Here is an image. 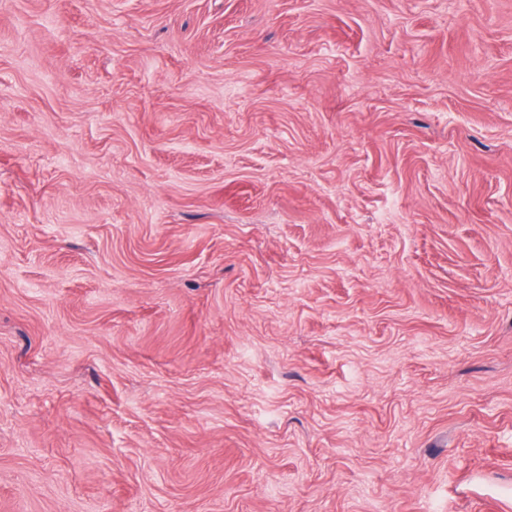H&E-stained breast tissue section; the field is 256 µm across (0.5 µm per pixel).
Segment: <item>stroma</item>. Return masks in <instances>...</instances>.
Masks as SVG:
<instances>
[{
	"label": "stroma",
	"instance_id": "1",
	"mask_svg": "<svg viewBox=\"0 0 512 512\" xmlns=\"http://www.w3.org/2000/svg\"><path fill=\"white\" fill-rule=\"evenodd\" d=\"M0 512H512V0H0Z\"/></svg>",
	"mask_w": 512,
	"mask_h": 512
}]
</instances>
